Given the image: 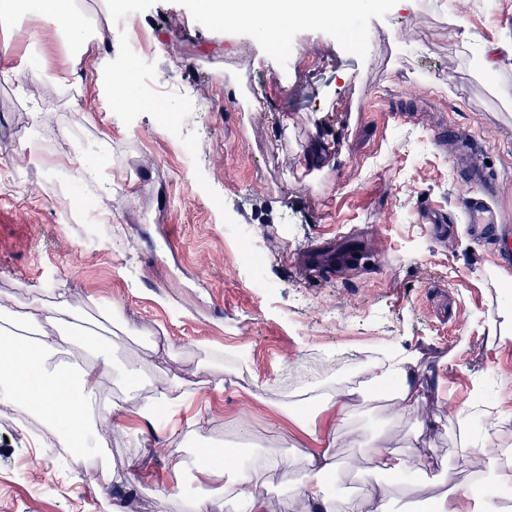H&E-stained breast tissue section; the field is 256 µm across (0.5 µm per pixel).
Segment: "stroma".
<instances>
[{
  "label": "stroma",
  "instance_id": "1",
  "mask_svg": "<svg viewBox=\"0 0 512 512\" xmlns=\"http://www.w3.org/2000/svg\"><path fill=\"white\" fill-rule=\"evenodd\" d=\"M76 3L102 35L95 81L48 86L42 71H64L69 52L45 31L35 48L14 43L34 79L21 89L0 82V293L48 302L50 286L66 281L78 309L69 332H99L138 381H112L115 430L88 440L78 477L5 404L0 512H190L200 485L176 480L173 461L193 465L204 444L236 447L246 421L261 453L302 462L317 446L307 427L330 417L313 399L385 358L415 359L424 415L437 427L419 437L414 419L399 422L403 451L432 466L387 512H429L439 494L475 487L462 441L512 451V422L489 419L480 402L512 412V338L499 337L512 264H498L493 243L461 223L472 186L451 156L459 137L477 142L473 163L494 179L493 204L512 225V56H500L491 79L477 73L481 50L512 37V0H415L402 11L379 0L356 16L372 36L365 51L335 26L300 25L287 31V61L197 0H134L127 27L144 42L153 83L182 79L194 93L192 119L173 134L153 105L114 103L124 34L112 32L103 0ZM39 110L50 121L37 123ZM60 181L111 212L98 251H81L76 226L45 204ZM431 214L446 220L447 239ZM228 224L256 226L271 295L249 288ZM334 242L369 257L299 270L310 247ZM212 373L223 389L207 385ZM162 378L183 383L181 399L170 416L140 420ZM286 407L302 411V424ZM196 414L205 425L187 426ZM108 470L129 472L128 486L107 482Z\"/></svg>",
  "mask_w": 512,
  "mask_h": 512
}]
</instances>
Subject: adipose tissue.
Returning a JSON list of instances; mask_svg holds the SVG:
<instances>
[{
	"label": "adipose tissue",
	"instance_id": "ef3b65f1",
	"mask_svg": "<svg viewBox=\"0 0 512 512\" xmlns=\"http://www.w3.org/2000/svg\"><path fill=\"white\" fill-rule=\"evenodd\" d=\"M204 6L215 15L249 26L263 37L275 25L321 26L336 20V11L327 0H233L229 5L224 0H205ZM29 11L37 16L39 27L27 30L28 45L37 44L40 31L51 29L59 32L71 47L69 69L48 74V82L61 87L83 81L88 70L87 58L95 48L93 30L85 14L73 0H0V26L15 28L18 17ZM73 310L70 290L66 287L56 289L55 300L49 305L34 300L17 306L10 298L0 297V319L34 333L30 339L6 331L0 333V399L20 400L26 413L40 420L59 447L76 451L88 435L111 432L110 415L120 405L101 399L115 366L98 338L82 337V344L92 349L93 356L77 372L65 371L51 363L52 357L71 341L70 335L59 331L58 326ZM414 377L407 359L387 360L368 372L354 397L363 405L369 392L395 385L386 407L389 420L414 416L418 419V429L423 431L427 424L420 420L419 414L424 398ZM351 435L363 449L362 455L351 463L362 478L361 498L369 512H385L394 490V479L410 470L425 472L429 461L396 451L394 430L368 434L355 429ZM495 461L494 453H473L469 461L473 472L495 470V483L471 494L448 492L435 499L433 512H503L496 486L511 481L512 471L496 468ZM73 462L76 468H83V454L76 451ZM197 470L207 483L221 486L233 501L242 503L246 512H274L268 494L246 475L237 457L214 455L210 460L200 461ZM339 472V463L329 450L319 448L306 455L296 481V491L306 505V512H338L339 501L326 478Z\"/></svg>",
	"mask_w": 512,
	"mask_h": 512
}]
</instances>
